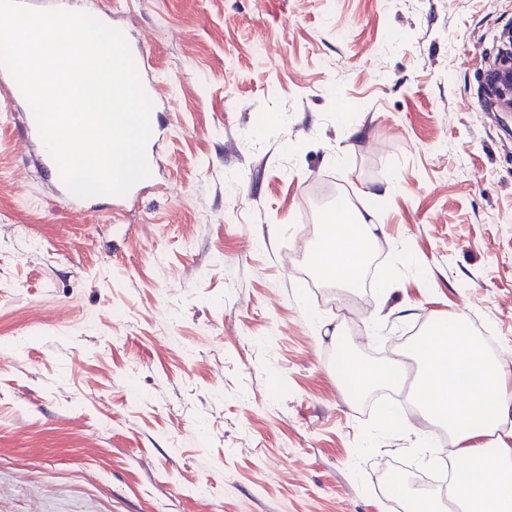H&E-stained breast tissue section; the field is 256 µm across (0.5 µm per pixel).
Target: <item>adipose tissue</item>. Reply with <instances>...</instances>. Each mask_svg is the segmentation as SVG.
<instances>
[{"instance_id": "adipose-tissue-1", "label": "adipose tissue", "mask_w": 512, "mask_h": 512, "mask_svg": "<svg viewBox=\"0 0 512 512\" xmlns=\"http://www.w3.org/2000/svg\"><path fill=\"white\" fill-rule=\"evenodd\" d=\"M334 221L313 261L336 285L357 284L374 227L363 216L342 212ZM414 355L420 365L419 402L445 426L468 466L443 490L405 486L408 512H442L447 500L460 512H512V445L501 434L512 423V377L500 359L483 351L463 313L430 324ZM340 359L358 390L388 386L396 379L392 367L367 363L351 349H342Z\"/></svg>"}]
</instances>
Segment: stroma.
I'll use <instances>...</instances> for the list:
<instances>
[{
    "label": "stroma",
    "mask_w": 512,
    "mask_h": 512,
    "mask_svg": "<svg viewBox=\"0 0 512 512\" xmlns=\"http://www.w3.org/2000/svg\"><path fill=\"white\" fill-rule=\"evenodd\" d=\"M169 109L156 189L81 213L0 105V512H385L438 441L337 342L468 315L512 372V0H114ZM383 200H375L377 192ZM375 287L312 254L339 201ZM340 340H333V333ZM504 38L508 43L509 50L503 59L494 66L486 75V87L493 103L500 109V112H512V29ZM344 372L360 391H370L393 384L395 371L391 366H375L363 361L351 349L342 348L340 355Z\"/></svg>",
    "instance_id": "obj_1"
}]
</instances>
